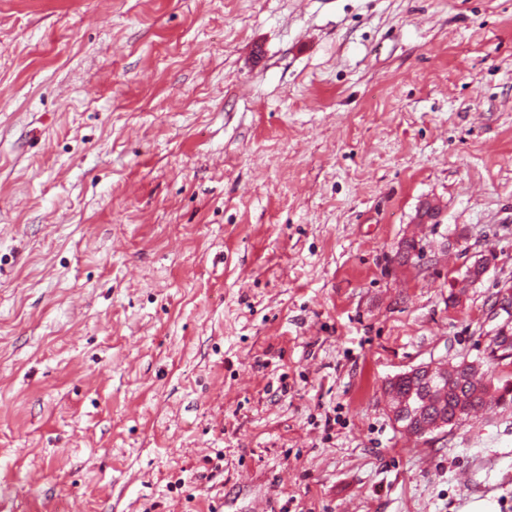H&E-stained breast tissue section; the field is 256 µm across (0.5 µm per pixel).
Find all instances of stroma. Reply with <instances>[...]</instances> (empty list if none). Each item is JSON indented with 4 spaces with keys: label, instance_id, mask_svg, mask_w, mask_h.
Wrapping results in <instances>:
<instances>
[{
    "label": "stroma",
    "instance_id": "obj_1",
    "mask_svg": "<svg viewBox=\"0 0 512 512\" xmlns=\"http://www.w3.org/2000/svg\"><path fill=\"white\" fill-rule=\"evenodd\" d=\"M505 291L512 0H0V512H512ZM470 364L462 370H456L454 375H448V364L437 367L432 364H423L411 371L425 373L427 378L435 376H447L440 383L429 386V382L418 375H405L397 381L389 380L386 393L396 392L406 403L405 421L413 424L418 422L417 417L448 416L437 418L431 425V429H440L448 426L457 413L462 410L461 416L451 424H462L472 413L488 405L486 397L489 393L487 385L478 386L474 377L480 369V363L469 361ZM421 410L418 413V410Z\"/></svg>",
    "mask_w": 512,
    "mask_h": 512
}]
</instances>
